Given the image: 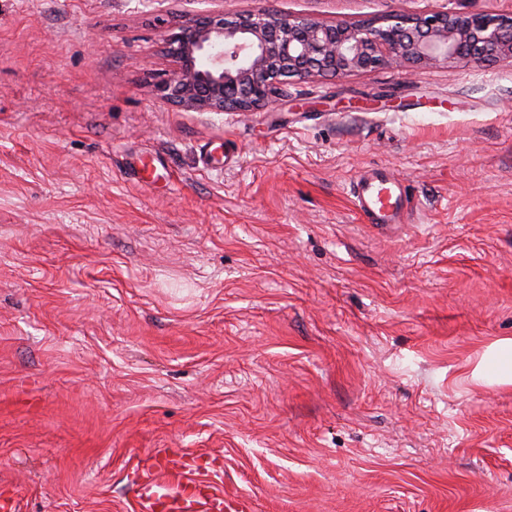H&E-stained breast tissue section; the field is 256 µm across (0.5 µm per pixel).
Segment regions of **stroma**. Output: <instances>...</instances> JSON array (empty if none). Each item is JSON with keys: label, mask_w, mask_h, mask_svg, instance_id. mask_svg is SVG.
<instances>
[{"label": "stroma", "mask_w": 512, "mask_h": 512, "mask_svg": "<svg viewBox=\"0 0 512 512\" xmlns=\"http://www.w3.org/2000/svg\"><path fill=\"white\" fill-rule=\"evenodd\" d=\"M326 21L512 0H219ZM206 0H0V483L130 512L132 464L223 456L225 512H512V61L155 87ZM384 168L411 223L352 197Z\"/></svg>", "instance_id": "35a3bbf8"}]
</instances>
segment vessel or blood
<instances>
[{
  "instance_id": "obj_1",
  "label": "vessel or blood",
  "mask_w": 512,
  "mask_h": 512,
  "mask_svg": "<svg viewBox=\"0 0 512 512\" xmlns=\"http://www.w3.org/2000/svg\"><path fill=\"white\" fill-rule=\"evenodd\" d=\"M356 206L369 223H405L410 211L406 186L382 169L362 174L353 185ZM218 468L206 452L161 451L134 467L138 512H224V493L209 480Z\"/></svg>"
}]
</instances>
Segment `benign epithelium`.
<instances>
[{
    "label": "benign epithelium",
    "mask_w": 512,
    "mask_h": 512,
    "mask_svg": "<svg viewBox=\"0 0 512 512\" xmlns=\"http://www.w3.org/2000/svg\"><path fill=\"white\" fill-rule=\"evenodd\" d=\"M165 51L176 65L155 88L164 103L189 112L248 113L269 105L278 86L292 81L512 60V13H394L359 23L215 10L178 24Z\"/></svg>",
    "instance_id": "1"
}]
</instances>
